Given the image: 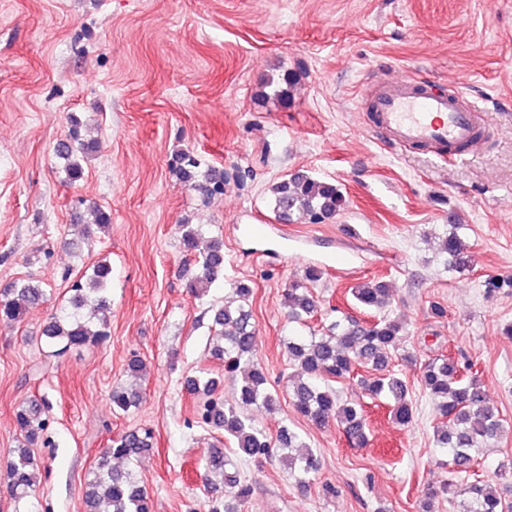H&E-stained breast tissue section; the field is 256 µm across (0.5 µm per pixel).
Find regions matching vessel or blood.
<instances>
[{
  "label": "vessel or blood",
  "mask_w": 512,
  "mask_h": 512,
  "mask_svg": "<svg viewBox=\"0 0 512 512\" xmlns=\"http://www.w3.org/2000/svg\"><path fill=\"white\" fill-rule=\"evenodd\" d=\"M376 126L401 148H421L446 164L484 155L478 139L481 108L464 97H449L410 74L384 77L367 84Z\"/></svg>",
  "instance_id": "b4317fda"
}]
</instances>
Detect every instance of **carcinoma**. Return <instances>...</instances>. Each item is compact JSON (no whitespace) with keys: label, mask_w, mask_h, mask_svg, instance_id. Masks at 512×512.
Wrapping results in <instances>:
<instances>
[{"label":"carcinoma","mask_w":512,"mask_h":512,"mask_svg":"<svg viewBox=\"0 0 512 512\" xmlns=\"http://www.w3.org/2000/svg\"><path fill=\"white\" fill-rule=\"evenodd\" d=\"M93 143L83 141L77 131L59 143L56 156L64 161L71 181L83 175L81 161L92 151ZM170 169L192 190L208 198L224 188V173L199 170L198 159L191 149L175 154ZM274 212L280 219L303 216L312 224H322L335 218L345 205L341 189L333 182L294 174L273 187ZM460 225H450V231L438 239V251L450 267H465L468 245L458 233ZM180 245L187 260L194 262V272L187 279L188 292L199 297L218 278L224 276V242L205 236L200 225H183ZM112 267L105 261L93 266L72 285V295L61 303L48 318L42 335L61 356L79 347H94L109 336L106 311ZM322 271L315 265L304 269L301 279L285 289L287 308L289 358L297 367L299 378L293 386L294 410L316 425L337 422L342 433L354 447L368 442L367 418L361 402L343 398L333 386L351 378L355 371L366 369L368 376H359L363 393L371 402L388 409L389 418L407 426L415 420L417 406L412 399L408 381L390 363L406 341L402 321L388 314L367 322L361 321L337 307L327 312L328 325L318 334L312 322L322 316V310L309 285L321 279ZM230 294L224 305L215 309L212 327L219 342L213 345V357L224 362L229 377L241 378L233 384L231 398L224 396V376L200 371L185 380L187 393L197 398L201 423L221 430L234 444L228 457L223 448L213 446L204 454L205 485L220 484L224 496L208 501L206 512H238L253 494L255 484L238 467L236 460L260 464L276 459L286 466L296 485L312 484L320 468L313 450L302 451L306 444L286 425L279 427L275 438L259 428L248 410L254 407L271 409L275 397L270 390L268 373L257 359V334L248 301L252 288L236 280L229 283ZM489 297L512 290V277L488 278L484 281ZM391 285L372 279L351 288L356 307L364 312L381 310L390 303ZM46 301V292L39 286L17 280L0 289V318L20 321L30 310ZM461 362L451 355L428 360L421 371L420 386L437 405L444 422L434 433L436 447L446 454L448 481L430 485L424 493L422 512L436 497L459 504V512H512V505L502 500L494 485L482 480H470L478 465L479 448L496 441L504 432V420L489 404L483 383L477 374L460 372ZM113 409L129 412L142 401L139 388L119 387L110 396ZM45 400L32 399L19 406L15 422L22 432L25 446L18 449L8 472V492L17 502L35 499L39 477L31 448L43 442ZM153 431L139 428L124 432L111 440L98 456L85 491L86 512H150L146 488L130 466L153 448Z\"/></svg>","instance_id":"obj_1"}]
</instances>
